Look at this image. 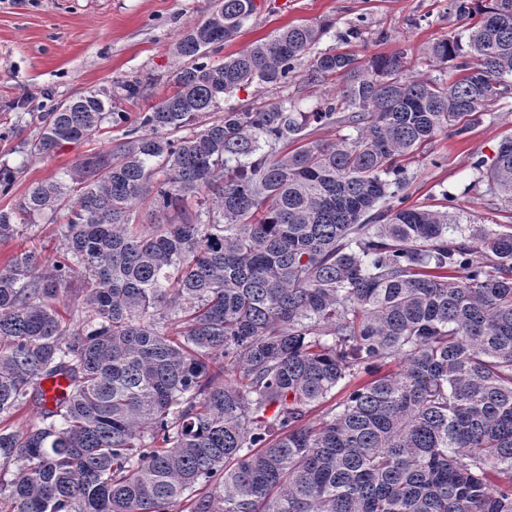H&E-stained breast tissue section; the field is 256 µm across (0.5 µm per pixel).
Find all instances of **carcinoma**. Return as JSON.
<instances>
[{
  "instance_id": "1",
  "label": "carcinoma",
  "mask_w": 512,
  "mask_h": 512,
  "mask_svg": "<svg viewBox=\"0 0 512 512\" xmlns=\"http://www.w3.org/2000/svg\"><path fill=\"white\" fill-rule=\"evenodd\" d=\"M454 7L467 41L430 47L460 72L445 85L401 55L319 50L314 22L213 62L257 9L220 0L124 142L0 212V239L66 212L56 256L0 268L10 512H512V233L400 196L402 158L512 96V0ZM305 56L309 83L344 82L313 116L353 134L306 140L286 98L202 122L253 83L288 88ZM36 119L29 151L47 156L123 116L89 93ZM483 167L512 202V138ZM19 173L0 164L1 194ZM143 198L174 220L139 230ZM29 404L39 424L12 429Z\"/></svg>"
}]
</instances>
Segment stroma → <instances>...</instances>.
<instances>
[{
    "label": "stroma",
    "instance_id": "1",
    "mask_svg": "<svg viewBox=\"0 0 512 512\" xmlns=\"http://www.w3.org/2000/svg\"><path fill=\"white\" fill-rule=\"evenodd\" d=\"M255 2V14L225 43L223 55L269 39L290 24L326 22L330 28L320 49L347 52L361 62L401 52L420 76L448 84L458 77L454 63H436L428 52L437 40L464 34L452 0H288L284 12L273 0ZM215 5L216 0H0V162L22 168L12 194H0V212L10 211L31 184L61 175L124 141L140 113L170 94L180 63L174 45L181 33L205 20ZM352 22L359 24L360 36L342 41ZM311 64V57L301 60L287 91L255 83L225 97L223 106L243 111L278 103L286 95L299 111H316L324 98L339 94L343 82L332 77L309 84L305 74ZM131 81L141 84L133 99L124 89ZM90 91L110 96L113 111L125 113L126 122L103 123L95 136L51 155L31 154L26 142L37 133L33 112ZM507 137H512L511 105L483 113L467 137L438 134L406 161L408 205L437 209L449 195L452 213L465 223L512 232V204L492 193L472 166L476 158H493ZM61 229V223L40 219L1 239L0 267L35 246L54 255L62 244Z\"/></svg>",
    "mask_w": 512,
    "mask_h": 512
}]
</instances>
